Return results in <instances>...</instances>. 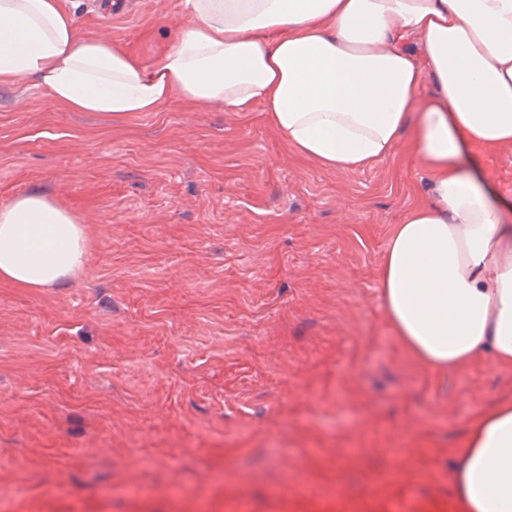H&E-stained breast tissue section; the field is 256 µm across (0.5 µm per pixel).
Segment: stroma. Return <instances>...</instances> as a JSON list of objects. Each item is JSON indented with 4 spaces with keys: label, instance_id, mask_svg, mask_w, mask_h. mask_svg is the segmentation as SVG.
Here are the masks:
<instances>
[{
    "label": "stroma",
    "instance_id": "obj_1",
    "mask_svg": "<svg viewBox=\"0 0 512 512\" xmlns=\"http://www.w3.org/2000/svg\"><path fill=\"white\" fill-rule=\"evenodd\" d=\"M81 34L153 60L184 0ZM427 175L297 156L264 113L173 101L115 121L0 87V202L75 211L92 258L60 288L0 282V512H312L396 484L448 495L466 421L512 399L485 359L434 375L400 345L378 268Z\"/></svg>",
    "mask_w": 512,
    "mask_h": 512
}]
</instances>
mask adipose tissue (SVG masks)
Masks as SVG:
<instances>
[{
  "label": "adipose tissue",
  "instance_id": "adipose-tissue-1",
  "mask_svg": "<svg viewBox=\"0 0 512 512\" xmlns=\"http://www.w3.org/2000/svg\"><path fill=\"white\" fill-rule=\"evenodd\" d=\"M192 24L153 61L80 35L63 0H0V87L115 120L173 99L262 110L296 154L357 172L401 141L428 202L393 225L379 266L389 322L425 369L512 368V222L476 164L512 148V0H185ZM431 92H424V84ZM90 229L38 193L0 204V281L67 285ZM454 512H512V401L478 410L450 469Z\"/></svg>",
  "mask_w": 512,
  "mask_h": 512
}]
</instances>
